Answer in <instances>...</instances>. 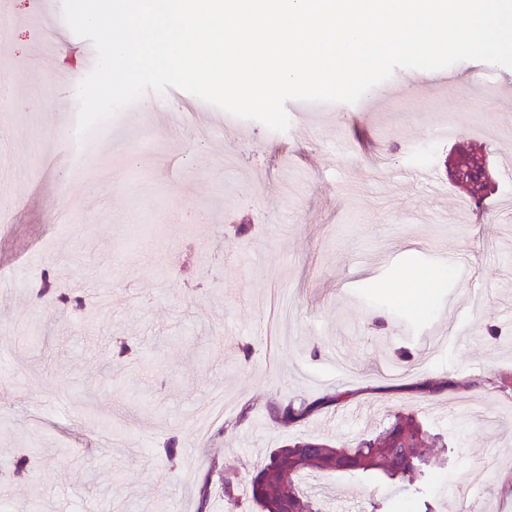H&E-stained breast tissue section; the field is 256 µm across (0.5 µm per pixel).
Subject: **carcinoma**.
I'll return each mask as SVG.
<instances>
[{
	"instance_id": "obj_1",
	"label": "carcinoma",
	"mask_w": 512,
	"mask_h": 512,
	"mask_svg": "<svg viewBox=\"0 0 512 512\" xmlns=\"http://www.w3.org/2000/svg\"><path fill=\"white\" fill-rule=\"evenodd\" d=\"M446 443L411 413H397L378 432L352 445L305 438L285 445L256 464L249 499L260 512H326V500L305 479L330 473L358 476L369 483L397 481L414 488L429 469L442 464L431 452Z\"/></svg>"
}]
</instances>
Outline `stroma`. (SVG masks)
Instances as JSON below:
<instances>
[{"label":"stroma","mask_w":512,"mask_h":512,"mask_svg":"<svg viewBox=\"0 0 512 512\" xmlns=\"http://www.w3.org/2000/svg\"><path fill=\"white\" fill-rule=\"evenodd\" d=\"M39 0H12L13 109L0 121V160L20 176L0 215V463L32 448L27 477L0 479L10 512H257L248 481L261 456L306 437L350 444L413 412L448 443L449 463L419 491L327 475L322 485L368 512H512V179L496 176L482 207L446 171L477 144L493 164L512 150V99L491 106L469 87L476 61L448 67L450 88L423 95L406 69L375 86L384 109L328 104L269 130L202 116L171 87L119 110L112 128L70 140L91 43L63 29L55 59ZM458 123L453 139L437 128ZM348 141L341 154L339 141ZM428 166L436 181L410 176ZM84 202L75 221L58 195ZM466 253L468 274L430 252ZM427 283L414 301L410 276ZM83 296L73 310L38 296L43 277ZM461 330L425 356L419 338L442 318ZM130 352L115 359L118 342ZM250 354H243V347ZM348 393L284 427L291 402ZM178 437L175 462L158 453ZM219 460L237 491L226 500Z\"/></svg>","instance_id":"stroma-1"}]
</instances>
